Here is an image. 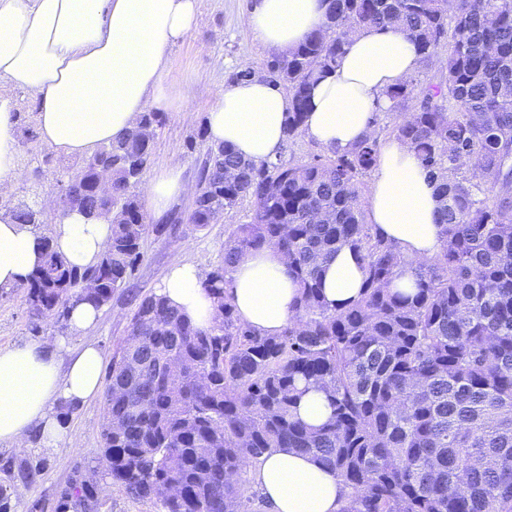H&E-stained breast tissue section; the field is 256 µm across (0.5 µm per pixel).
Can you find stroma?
I'll use <instances>...</instances> for the list:
<instances>
[{
	"label": "stroma",
	"instance_id": "1",
	"mask_svg": "<svg viewBox=\"0 0 512 512\" xmlns=\"http://www.w3.org/2000/svg\"><path fill=\"white\" fill-rule=\"evenodd\" d=\"M254 0H200L198 23L192 33L170 54L168 83L187 91V109L169 113L156 131L150 164L137 184L138 197H145L147 185L164 168L170 155H178L184 176L197 182L203 154L209 143L205 138L203 116L214 102V90L227 83L231 73L241 69L261 70L268 58L267 49L256 44L242 19ZM16 115L19 134L18 162L22 176L13 191L0 196V209L29 206L42 209V232H50L56 216L49 209L55 200L62 175L76 174L80 162L62 155L35 137L34 114L25 92H17ZM190 201L178 200L168 212L164 235L147 232L141 244L142 258L128 283L113 292L111 302L102 311L97 330L71 333L51 321L34 324L25 302L24 287L0 291V349L13 345L64 337L69 348L95 344L104 358H111L116 345L128 335L127 317L133 309V296L158 292L162 278L174 260L180 259L209 271L224 255V242L230 225L249 222L250 200L244 199L223 214L222 222L199 227L186 223ZM104 399L76 406L67 424L72 443L45 447L39 437H32L26 458L36 469L27 485L26 495L14 499L11 512H54L57 494L73 477L76 469L93 464L101 446Z\"/></svg>",
	"mask_w": 512,
	"mask_h": 512
}]
</instances>
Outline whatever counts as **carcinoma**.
<instances>
[{
  "mask_svg": "<svg viewBox=\"0 0 512 512\" xmlns=\"http://www.w3.org/2000/svg\"><path fill=\"white\" fill-rule=\"evenodd\" d=\"M398 25L419 64L445 51L436 82L410 79L385 91L394 106L419 102L344 153L255 163L229 144L206 148L199 193L187 221L250 199V222L229 229L222 261L202 287L217 299L212 326L199 327L157 293L138 299L128 335L106 381L100 453L57 496L55 512H99L107 477L157 512H256L249 473L268 448H294L334 469L347 489L341 512H512V0H328L323 22L295 48L273 55L291 100L287 141L304 135L316 79L336 70L348 40ZM163 113H147L124 137L102 146L73 185L79 210L107 202L86 194L92 162L112 161V239L92 265H68L53 237L25 284L32 317L66 325L82 302L100 308L132 276L148 229L132 189L153 151ZM408 143L437 184L440 251L410 260L367 223L362 178L381 141ZM40 227L41 212L11 209ZM351 248L364 292L332 309L320 264ZM276 247L288 256L299 295L277 336L240 322L226 299L230 271L245 254ZM415 277L405 291L396 281ZM84 279L91 290L79 288ZM141 365L128 372V361ZM310 388L331 414L320 427L296 407ZM0 512L15 478L35 468L7 459Z\"/></svg>",
  "mask_w": 512,
  "mask_h": 512,
  "instance_id": "cac0c4a2",
  "label": "carcinoma"
}]
</instances>
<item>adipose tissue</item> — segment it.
I'll use <instances>...</instances> for the list:
<instances>
[{"instance_id": "adipose-tissue-1", "label": "adipose tissue", "mask_w": 512, "mask_h": 512, "mask_svg": "<svg viewBox=\"0 0 512 512\" xmlns=\"http://www.w3.org/2000/svg\"><path fill=\"white\" fill-rule=\"evenodd\" d=\"M324 0H257L243 22L260 46L283 52L321 23ZM199 0H0V196L20 176L14 91L26 92L40 139L57 152L87 158L133 129L147 112H179L184 92L167 84L170 52L196 25ZM418 55L405 31L370 28L353 37L336 71L311 90L305 136L330 153L352 148L372 131L376 110L388 107L386 90L413 76ZM291 101L277 86L255 77L215 92L205 117L212 143H229L246 159L273 162L282 155ZM194 186L171 156L149 183L148 207L162 219ZM367 220L409 258L439 252L435 186L412 148L398 140L382 146L367 189ZM54 240L71 266L94 264L106 250L112 226L78 211L53 226ZM43 262L42 236L0 210V289L21 286ZM229 299L237 317L262 335L280 334L298 294L287 257L273 247L243 256L230 274ZM199 266L173 261L161 293L192 323L209 325L216 304L202 288ZM364 272L349 248L324 266L323 295L330 307L357 299ZM104 358L91 344L64 340L0 349V443L22 450L32 433L46 447L65 434L61 406L84 403L101 390ZM255 482L266 512H341L347 490L334 470L311 455L270 448Z\"/></svg>"}]
</instances>
